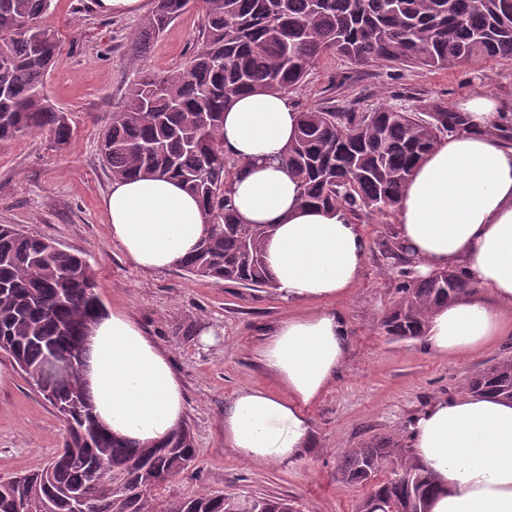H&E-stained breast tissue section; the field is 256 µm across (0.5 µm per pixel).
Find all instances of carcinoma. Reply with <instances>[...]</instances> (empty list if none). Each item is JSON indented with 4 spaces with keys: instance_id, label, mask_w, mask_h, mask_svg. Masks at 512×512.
I'll use <instances>...</instances> for the list:
<instances>
[{
    "instance_id": "carcinoma-1",
    "label": "carcinoma",
    "mask_w": 512,
    "mask_h": 512,
    "mask_svg": "<svg viewBox=\"0 0 512 512\" xmlns=\"http://www.w3.org/2000/svg\"><path fill=\"white\" fill-rule=\"evenodd\" d=\"M52 0H0V143L46 132L70 137L64 113L42 92L60 60L59 38L41 25ZM202 12L201 38L183 67L143 73L104 126L100 153L112 178L167 176L195 195L207 232L179 266L202 280L252 290L272 288L264 242L272 229L240 224L229 181L239 162L224 154L221 115L254 91L287 93L327 56L356 65L385 62L430 71L473 59H512V0H155L131 44L136 57L180 16ZM467 116L440 100L366 112L334 106L298 112L296 137L280 163L297 179L300 200L339 206L354 218L397 210L413 167L437 138L465 128ZM49 239L0 225V353L58 411L63 447L43 467L0 477V512H71L70 494L87 512H299L284 498L198 491L157 510L156 491L189 469L195 441L180 428L160 446L135 447L95 419L83 375L84 340L104 311L89 263L48 252ZM398 269L399 300L381 328L396 339L423 335L433 309L466 292L458 272L415 276L393 231L379 241ZM72 361L78 393L57 382L50 352ZM465 392L512 401V356L478 369ZM390 468L393 477L376 481ZM349 484L370 486L361 512H428L434 478L395 435L350 451L339 467Z\"/></svg>"
}]
</instances>
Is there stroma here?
Here are the masks:
<instances>
[{
  "label": "stroma",
  "mask_w": 512,
  "mask_h": 512,
  "mask_svg": "<svg viewBox=\"0 0 512 512\" xmlns=\"http://www.w3.org/2000/svg\"><path fill=\"white\" fill-rule=\"evenodd\" d=\"M155 0L135 16H107L96 0H52L44 25L61 40L59 64L46 92L72 128L67 144L34 133L0 144V224L57 242L84 255L97 292L109 310H121L170 354L186 398L185 427L195 439L194 467L169 479L160 500L200 490L287 497L302 512H359L361 485L342 482L338 468L352 448L389 434L407 435L431 400L461 395L464 380L490 361L512 355V335L471 357L433 356L418 340H394L380 328L398 300L397 273L377 243L396 224L394 215L360 218L372 241L361 278L339 306L347 318L351 350L336 383L311 409L315 446L288 464L257 463L224 444V411L243 389L279 392L260 362L259 349L297 307L276 290L200 280L179 266L135 267L108 231L102 201L112 185L97 148L109 115L124 101L141 71L164 74L181 67L196 45L200 15L190 11L154 39L146 57L130 46ZM491 93L512 105V60H472L444 71L394 64L355 66L327 57L289 96L297 109L337 106L366 112L382 104L448 106ZM210 342H202V334ZM65 424L57 410L0 355V476L40 466L61 448Z\"/></svg>",
  "instance_id": "obj_1"
}]
</instances>
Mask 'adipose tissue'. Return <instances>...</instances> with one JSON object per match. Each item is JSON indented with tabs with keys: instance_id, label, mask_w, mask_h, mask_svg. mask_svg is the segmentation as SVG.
Masks as SVG:
<instances>
[{
	"instance_id": "1",
	"label": "adipose tissue",
	"mask_w": 512,
	"mask_h": 512,
	"mask_svg": "<svg viewBox=\"0 0 512 512\" xmlns=\"http://www.w3.org/2000/svg\"><path fill=\"white\" fill-rule=\"evenodd\" d=\"M467 129L438 138L409 174L395 232L416 274L461 272L469 290L430 315L423 346L472 356L508 332L512 307V144L494 135L495 95L458 102ZM288 94L252 92L224 111V151L239 160L231 197L242 224H266L267 271L280 297L306 313L280 322L259 351L283 391L238 392L224 413V442L253 462L302 459L313 443L309 413L336 382L351 348L345 315L330 300L361 277L370 242L347 211L301 202L279 155L294 138ZM113 241L136 267L168 269L206 229L202 206L175 180L113 181L103 201ZM85 381L97 419L112 434L157 445L180 428L185 398L164 350L125 312L106 313L86 340ZM407 445L436 491L429 512H512V403L462 394L427 404Z\"/></svg>"
}]
</instances>
